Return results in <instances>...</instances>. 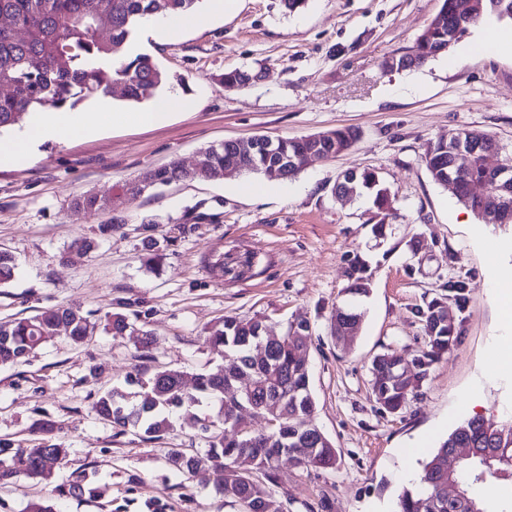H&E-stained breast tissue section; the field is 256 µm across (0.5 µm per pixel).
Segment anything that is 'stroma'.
<instances>
[{"instance_id": "obj_1", "label": "stroma", "mask_w": 512, "mask_h": 512, "mask_svg": "<svg viewBox=\"0 0 512 512\" xmlns=\"http://www.w3.org/2000/svg\"><path fill=\"white\" fill-rule=\"evenodd\" d=\"M442 0H307L296 12L280 0H238L227 11L203 0L202 27L162 39L139 29V52L169 74L163 93L179 96L164 122L105 124L96 134L42 143L27 164L0 167V249L16 262L0 288V319L23 318L78 304L95 325L83 344L65 335L47 340L17 366H0V439L48 441L66 451L47 482L17 474L0 485V512H27L41 499L54 512H237L215 484L186 476L166 459L170 448L201 450L207 404L184 408L164 439L118 432L93 404L123 385L134 368L197 373L222 365L206 337L227 316L263 317L275 334L304 320L313 419L338 450L332 470H303L288 459L278 468L284 512H392L405 463L420 465L451 429L474 416L512 419V367H495L492 342L503 336L490 278L512 270V224H485L452 189L435 183L426 144L451 130L474 129L499 147L491 165L512 157V50L479 52L489 31L511 33L512 22L490 19L470 28L446 52L411 69H385L409 52ZM251 73L226 88L225 72ZM356 130L353 146L316 159L296 176L254 191L262 175L180 181L128 193L129 183L227 139L255 135L299 138L336 128ZM374 172L388 188L398 217L376 228L367 196L336 197L348 172ZM111 195L114 210L87 213L75 196ZM218 223L181 232L194 213ZM121 219L120 229L99 225ZM152 224L161 259L146 268L144 224ZM94 239L87 253L75 239ZM361 256L372 275L362 298L364 318L349 348L338 347L331 322L346 300L347 268ZM462 283L465 308L449 303L458 340L434 364L417 398L397 414L370 399L372 358L394 349L411 360L423 345L417 305ZM148 311L150 347L139 337L106 330L116 300ZM52 430H43L45 421ZM86 473L94 496L69 484Z\"/></svg>"}]
</instances>
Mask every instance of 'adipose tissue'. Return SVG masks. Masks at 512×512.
Segmentation results:
<instances>
[{
  "instance_id": "1",
  "label": "adipose tissue",
  "mask_w": 512,
  "mask_h": 512,
  "mask_svg": "<svg viewBox=\"0 0 512 512\" xmlns=\"http://www.w3.org/2000/svg\"><path fill=\"white\" fill-rule=\"evenodd\" d=\"M110 114V104L106 101L99 104L97 112L88 115L32 110L19 134L0 138V165L16 164L27 158L38 144L63 140L73 131L93 132Z\"/></svg>"
}]
</instances>
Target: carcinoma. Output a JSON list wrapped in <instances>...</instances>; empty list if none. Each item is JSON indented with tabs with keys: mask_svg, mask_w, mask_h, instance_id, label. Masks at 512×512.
<instances>
[{
	"mask_svg": "<svg viewBox=\"0 0 512 512\" xmlns=\"http://www.w3.org/2000/svg\"><path fill=\"white\" fill-rule=\"evenodd\" d=\"M202 0H0V132L22 125L32 107L67 110L95 93L110 96L120 89L122 97L142 103L154 99L169 80V75L147 54L130 56L128 47L139 25L147 16L191 12ZM453 0H443L448 8L443 21L436 19L424 28L408 53L418 63L434 57L433 51L448 44V35L463 36L470 27L487 19L512 21V0H474L464 16L454 13ZM356 139L350 129L330 131L320 143L311 136L283 138L278 152L270 157L239 154L237 148L221 143L203 151V171L189 172L173 160L155 169V184L169 185L186 179L209 181L224 168V158L239 157L244 173H258L265 179H286L279 163L295 158L315 147L326 158L348 150ZM424 160L437 184L448 180V146L442 140L428 143ZM458 201L485 224L489 215L512 202V190L503 186L494 173L475 158L470 167L456 176ZM473 183L490 186L486 195H471ZM355 194L369 193L374 205L388 216L390 193L372 172L354 178ZM72 204L87 212L112 208V198L84 193ZM16 269L13 256L0 250V286L8 284ZM370 274L363 259L356 256L350 263L347 291L355 296L367 295L363 284ZM453 297L458 307L466 303L465 289L452 285L414 310L425 335V347L413 358V373L403 379L401 357L392 350L376 355L370 366V396L378 408L394 413L406 407L429 376L434 363L450 352L456 341V328L448 321L445 301ZM139 302H117L120 311L108 316V328L114 336H131L138 331ZM364 313L356 307L336 312L331 326L333 335L340 333L342 319L362 323ZM62 322L65 335L75 344L87 340L91 323L87 313L76 305L48 308L21 319L0 320V364H18L45 342L46 327ZM310 326L301 321L289 326L280 340L269 345L271 365L253 359L252 345L265 332L261 317H226L208 331L211 349L233 357L242 371L253 374V388L235 401L224 404L226 379L224 370L200 373L194 390L182 384L183 372L157 368L151 374L137 369L126 379V387H114L98 396L93 404L96 415L121 432L128 429L158 441L173 430V416L185 406L196 405L205 398L212 407L211 423L232 431L219 432L209 447L187 453L180 448L167 450L168 462L184 474L195 476L211 472L218 480L217 490L224 500L242 512H283L275 498L278 462L285 454L303 469L331 470L338 451L329 438H321L320 428L303 425L300 416L312 415L315 399L309 385V366L302 349L310 342ZM279 399L281 416L267 430L256 432L247 427L249 417L262 402ZM472 448L471 457L459 463L448 475V453L453 448ZM0 483L24 471L35 479L49 480L64 460V450L56 444L33 445L0 441ZM453 478L465 494L462 500L448 499V478ZM492 477L512 488V425L490 428L482 418H473L456 427L423 463L417 484L403 488L397 498L396 512H484L479 488Z\"/></svg>",
	"mask_w": 512,
	"mask_h": 512,
	"instance_id": "cac0c4a2",
	"label": "carcinoma"
}]
</instances>
